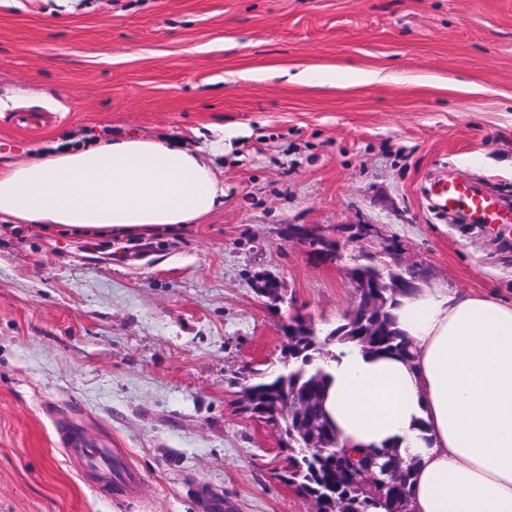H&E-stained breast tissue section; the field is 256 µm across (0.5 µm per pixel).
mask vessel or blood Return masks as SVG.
Returning <instances> with one entry per match:
<instances>
[{"mask_svg": "<svg viewBox=\"0 0 512 512\" xmlns=\"http://www.w3.org/2000/svg\"><path fill=\"white\" fill-rule=\"evenodd\" d=\"M435 204L444 210L463 211L478 224L505 231L512 229L511 211L500 208L489 197L475 193L463 182L449 180L439 184L435 190ZM66 444L71 458L92 474L101 498L129 497L139 487L140 475L118 466L119 449L98 448L72 436L67 438Z\"/></svg>", "mask_w": 512, "mask_h": 512, "instance_id": "obj_1", "label": "vessel or blood"}]
</instances>
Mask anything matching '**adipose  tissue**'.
<instances>
[{
  "mask_svg": "<svg viewBox=\"0 0 512 512\" xmlns=\"http://www.w3.org/2000/svg\"><path fill=\"white\" fill-rule=\"evenodd\" d=\"M204 155L126 136L0 165V220L77 235H148L221 208ZM411 356L334 344L324 409L341 447L412 465L410 512H512V300L398 295Z\"/></svg>",
  "mask_w": 512,
  "mask_h": 512,
  "instance_id": "obj_1",
  "label": "adipose tissue"
}]
</instances>
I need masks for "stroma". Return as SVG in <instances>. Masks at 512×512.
Listing matches in <instances>:
<instances>
[{"mask_svg":"<svg viewBox=\"0 0 512 512\" xmlns=\"http://www.w3.org/2000/svg\"><path fill=\"white\" fill-rule=\"evenodd\" d=\"M128 134L223 137L224 205L120 240L0 221V512H315L239 396L292 314L325 333L353 304L288 227L352 250L374 224L428 287L512 299V235L426 199L512 202V0H0V160ZM64 430L122 449L136 497L99 498Z\"/></svg>","mask_w":512,"mask_h":512,"instance_id":"obj_1","label":"stroma"}]
</instances>
